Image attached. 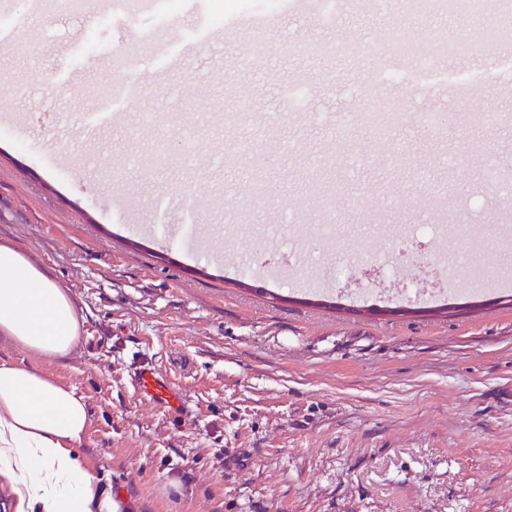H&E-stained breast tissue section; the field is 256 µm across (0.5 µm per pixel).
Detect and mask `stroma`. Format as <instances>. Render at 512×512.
I'll return each instance as SVG.
<instances>
[{
  "mask_svg": "<svg viewBox=\"0 0 512 512\" xmlns=\"http://www.w3.org/2000/svg\"><path fill=\"white\" fill-rule=\"evenodd\" d=\"M250 11L273 25L218 17L213 0H182L161 23L111 0H0V240L67 289L81 330L56 361L0 337V361L84 396L78 453L128 512H512V298H470L468 270L449 275L438 244L401 232L480 225L481 266L504 275L512 203L495 187L512 171V81H491L484 116L454 107L461 86L434 84L378 133L361 97L405 90L357 43L364 24L430 44L471 36L473 20L401 0H338L329 20L265 0ZM313 41L354 48L317 63ZM160 137L187 146L189 168L131 165ZM339 143L348 194L316 200L304 172ZM263 158L274 173L258 193ZM182 192L220 242L187 263L179 238L143 231L183 224L164 203ZM253 251L280 267L269 292L244 283ZM402 257L421 287L450 276L462 295L436 309L384 297L375 269ZM353 286L379 296H345ZM144 362L180 389L181 417L141 398Z\"/></svg>",
  "mask_w": 512,
  "mask_h": 512,
  "instance_id": "obj_1",
  "label": "stroma"
}]
</instances>
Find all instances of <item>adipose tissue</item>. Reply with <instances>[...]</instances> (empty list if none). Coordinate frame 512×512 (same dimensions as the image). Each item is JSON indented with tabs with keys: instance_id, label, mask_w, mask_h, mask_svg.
I'll list each match as a JSON object with an SVG mask.
<instances>
[{
	"instance_id": "ef3b65f1",
	"label": "adipose tissue",
	"mask_w": 512,
	"mask_h": 512,
	"mask_svg": "<svg viewBox=\"0 0 512 512\" xmlns=\"http://www.w3.org/2000/svg\"><path fill=\"white\" fill-rule=\"evenodd\" d=\"M0 336L49 360L69 356L80 338L68 291L8 241L0 242ZM88 420L75 389L0 362V475L18 512H121L76 452Z\"/></svg>"
}]
</instances>
